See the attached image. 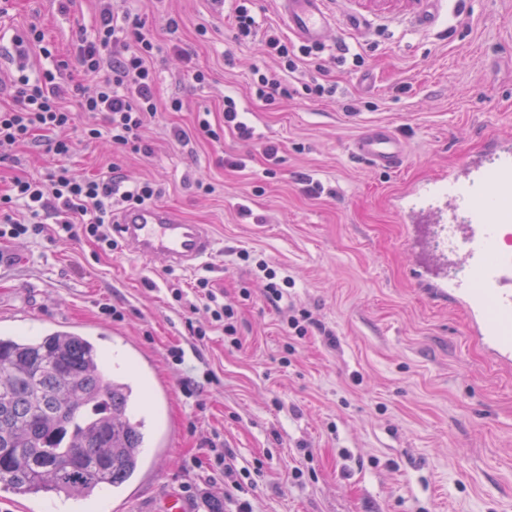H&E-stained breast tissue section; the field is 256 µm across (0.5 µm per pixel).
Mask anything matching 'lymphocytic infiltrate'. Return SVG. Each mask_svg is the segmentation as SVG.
Returning <instances> with one entry per match:
<instances>
[{
    "label": "lymphocytic infiltrate",
    "instance_id": "lymphocytic-infiltrate-1",
    "mask_svg": "<svg viewBox=\"0 0 512 512\" xmlns=\"http://www.w3.org/2000/svg\"><path fill=\"white\" fill-rule=\"evenodd\" d=\"M97 2L96 34L82 40L77 52L82 71L96 81L92 91L63 78L57 67L29 75V51L47 58L52 55L41 28L31 26L15 39L20 61L10 79L11 100L0 104V161L46 133L51 151L62 163L46 179L16 175L0 189V239L40 235L51 219L59 239L81 235L106 252L116 246L112 238L116 210L148 204L161 193L149 180L127 185L105 175L78 176L63 163L73 150L71 132L75 129L89 141L105 140L145 155L152 152L142 139V130L158 114L153 58L160 46L145 21L118 15L112 0ZM232 2L230 21L237 43L262 39L267 54L289 73L303 65L320 68L313 48L290 47L277 28L259 26L254 0ZM77 110L99 115L100 120L75 128L73 113Z\"/></svg>",
    "mask_w": 512,
    "mask_h": 512
}]
</instances>
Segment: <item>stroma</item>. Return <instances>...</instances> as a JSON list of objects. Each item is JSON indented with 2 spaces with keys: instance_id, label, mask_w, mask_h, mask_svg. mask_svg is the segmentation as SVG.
I'll use <instances>...</instances> for the list:
<instances>
[{
  "instance_id": "1",
  "label": "stroma",
  "mask_w": 512,
  "mask_h": 512,
  "mask_svg": "<svg viewBox=\"0 0 512 512\" xmlns=\"http://www.w3.org/2000/svg\"><path fill=\"white\" fill-rule=\"evenodd\" d=\"M330 6L339 25L323 47L322 78L337 98L300 93L269 105L248 91L253 67L297 87L307 73L279 71L261 43L237 44L228 0H123L163 47L154 87L163 109L144 130L152 154L78 140L67 164L161 184L159 205L211 227L215 249L198 267L173 270L122 246L105 253L50 226L34 239H0V331L87 333L106 368L152 392L156 439L130 490L104 493L105 512H160L173 490L196 512H232L228 483L207 464L211 447L233 456L255 512H512V370L490 361L461 310L419 292L414 269H442L430 239L398 211L410 184L440 177L491 139L512 140V0H440L433 29L416 21L428 0ZM356 16L369 19L367 30L346 27ZM96 19L94 0H16L0 18V100L18 64L16 34L35 24L56 47L51 60L30 55L35 73L58 59L75 64L77 39L93 35ZM346 48L361 66L336 64ZM185 51L206 83L188 78ZM228 95L255 140L224 128ZM174 98L181 111H165ZM346 98L360 115L344 112ZM204 111L219 139L196 135ZM373 121L406 142L398 171L374 170L350 151ZM173 126L186 144L171 142ZM266 141L280 144L277 162L264 156ZM56 163L43 141L0 163V175L40 177ZM260 260L287 278L281 301L268 298ZM201 276L237 310L241 346L211 331L205 306L191 314L173 297ZM292 305L324 332L288 335ZM193 326L208 330L204 343Z\"/></svg>"
}]
</instances>
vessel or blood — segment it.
Returning a JSON list of instances; mask_svg holds the SVG:
<instances>
[{"label": "vessel or blood", "instance_id": "b4317fda", "mask_svg": "<svg viewBox=\"0 0 512 512\" xmlns=\"http://www.w3.org/2000/svg\"><path fill=\"white\" fill-rule=\"evenodd\" d=\"M277 4L289 33L302 44H324L336 26L330 0ZM352 151L372 167L396 170L407 146L389 125L372 123L354 140ZM506 199L512 200V146L496 142L480 160H465L447 181H427L408 191L404 213L435 225V255L448 257L453 270L451 277L423 281L424 293L462 305L490 354L511 364L512 338L498 320L512 316V252L494 245L500 232L512 226V213L501 208ZM112 230L136 256L162 259L170 268H193L215 247L209 225L186 223L161 206L125 209Z\"/></svg>", "mask_w": 512, "mask_h": 512}]
</instances>
